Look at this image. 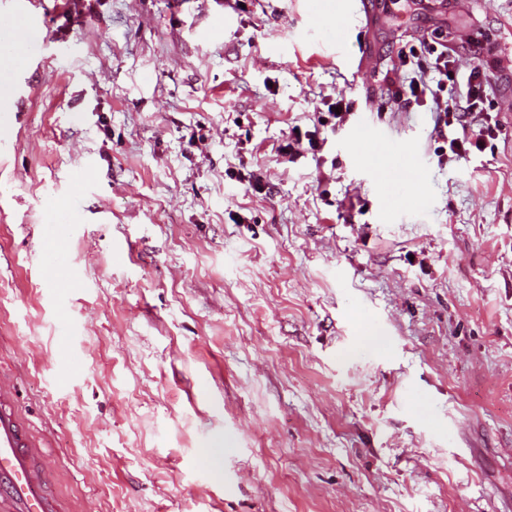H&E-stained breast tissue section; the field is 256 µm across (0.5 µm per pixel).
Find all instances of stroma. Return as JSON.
I'll list each match as a JSON object with an SVG mask.
<instances>
[{"mask_svg": "<svg viewBox=\"0 0 512 512\" xmlns=\"http://www.w3.org/2000/svg\"><path fill=\"white\" fill-rule=\"evenodd\" d=\"M334 6L35 0L0 71V379L65 512H512V0H351L343 56ZM435 29L495 64L465 161L378 96ZM23 30L21 37L17 38L8 32H0V68H14L24 58L25 54L31 49L37 38L35 31H29L28 28L20 26Z\"/></svg>", "mask_w": 512, "mask_h": 512, "instance_id": "35a3bbf8", "label": "stroma"}]
</instances>
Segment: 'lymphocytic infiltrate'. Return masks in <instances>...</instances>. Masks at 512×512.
<instances>
[{"label":"lymphocytic infiltrate","instance_id":"f902f5d3","mask_svg":"<svg viewBox=\"0 0 512 512\" xmlns=\"http://www.w3.org/2000/svg\"><path fill=\"white\" fill-rule=\"evenodd\" d=\"M426 57L427 66L419 78L404 81L403 66L412 60ZM381 96L393 102L414 101L429 106L431 111L443 114L448 129V149L457 160L470 158L482 150L486 137L491 136L494 125L482 123L472 127L468 119L482 111L490 87V67L477 58L464 65L456 46L443 38H423L401 55L399 66H394L381 77Z\"/></svg>","mask_w":512,"mask_h":512}]
</instances>
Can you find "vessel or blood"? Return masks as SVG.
<instances>
[{
	"instance_id": "vessel-or-blood-1",
	"label": "vessel or blood",
	"mask_w": 512,
	"mask_h": 512,
	"mask_svg": "<svg viewBox=\"0 0 512 512\" xmlns=\"http://www.w3.org/2000/svg\"><path fill=\"white\" fill-rule=\"evenodd\" d=\"M16 396L0 383V512H61L46 491L44 452L18 413Z\"/></svg>"
}]
</instances>
